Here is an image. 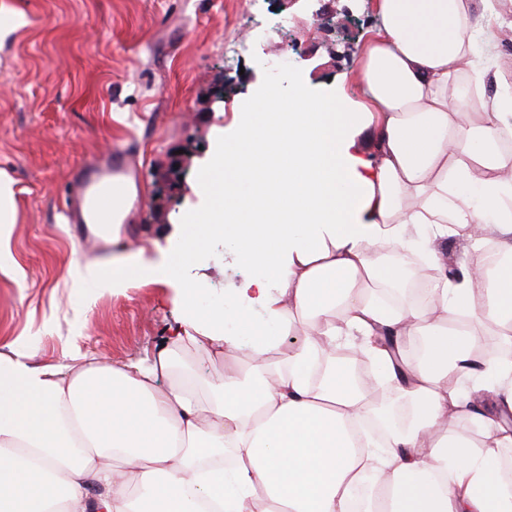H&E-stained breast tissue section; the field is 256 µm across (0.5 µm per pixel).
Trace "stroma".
Returning a JSON list of instances; mask_svg holds the SVG:
<instances>
[{"label":"stroma","instance_id":"1","mask_svg":"<svg viewBox=\"0 0 512 512\" xmlns=\"http://www.w3.org/2000/svg\"><path fill=\"white\" fill-rule=\"evenodd\" d=\"M0 1V28L16 14L26 21L0 41V173L13 219L0 240V348L36 342V365L147 363L177 325L181 290L152 274L104 292L76 273L108 271L112 248L67 223L71 171L130 148L143 204L127 210L126 232L143 260L168 264V235L224 185L211 170L238 139L236 112L265 86L269 36L290 85L359 101L360 54L378 15L364 0H331L318 22L306 0ZM182 272L205 314L234 306L232 284L253 269L218 231Z\"/></svg>","mask_w":512,"mask_h":512}]
</instances>
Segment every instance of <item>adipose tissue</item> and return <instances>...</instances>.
<instances>
[{
  "mask_svg": "<svg viewBox=\"0 0 512 512\" xmlns=\"http://www.w3.org/2000/svg\"><path fill=\"white\" fill-rule=\"evenodd\" d=\"M497 2L376 0L363 102L276 87L256 100L224 156V207L194 234L223 224L266 268L236 306L203 317L185 289L147 364L0 352V512H512V89L487 94L506 63L476 41ZM360 127L375 155L361 171ZM451 238L453 277L439 269ZM423 268L425 299L385 301ZM295 324L301 341L271 362ZM482 326L502 346L490 359ZM415 336L428 347L413 359ZM343 343L374 358L383 391L340 363L312 379ZM191 345L246 350L251 366L200 374Z\"/></svg>",
  "mask_w": 512,
  "mask_h": 512,
  "instance_id": "adipose-tissue-1",
  "label": "adipose tissue"
}]
</instances>
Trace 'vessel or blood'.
<instances>
[{"label": "vessel or blood", "mask_w": 512, "mask_h": 512, "mask_svg": "<svg viewBox=\"0 0 512 512\" xmlns=\"http://www.w3.org/2000/svg\"><path fill=\"white\" fill-rule=\"evenodd\" d=\"M136 174L130 154L121 147L82 161L66 193L64 214L69 223H120Z\"/></svg>", "instance_id": "vessel-or-blood-1"}]
</instances>
